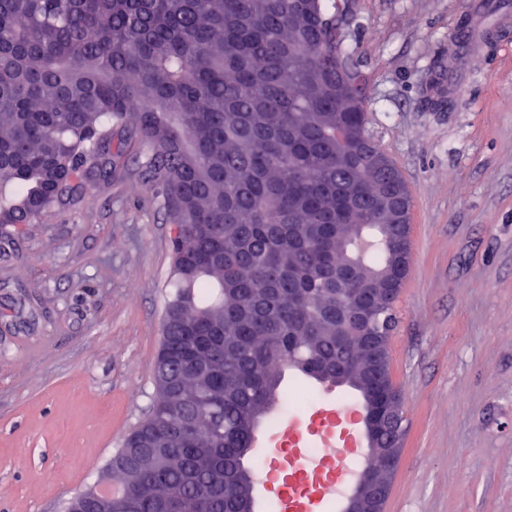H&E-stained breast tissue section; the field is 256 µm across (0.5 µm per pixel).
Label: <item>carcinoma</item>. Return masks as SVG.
<instances>
[{"label":"carcinoma","mask_w":512,"mask_h":512,"mask_svg":"<svg viewBox=\"0 0 512 512\" xmlns=\"http://www.w3.org/2000/svg\"><path fill=\"white\" fill-rule=\"evenodd\" d=\"M327 0H0V231L36 224L75 182L94 184L134 149L162 198L173 238L156 388L147 417L107 463L181 430L196 433L112 512H167L204 488L208 512H236L226 484L247 470L255 430L279 401L286 369L322 381L336 353V303L353 260L404 282L405 253L368 171L336 140H371L365 102L336 106V83L363 75L337 38ZM142 102L143 112H130ZM381 159L411 202L406 181ZM306 224H360L342 244ZM394 302L374 311L389 342ZM389 402L405 431L402 396Z\"/></svg>","instance_id":"carcinoma-1"}]
</instances>
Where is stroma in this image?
I'll return each mask as SVG.
<instances>
[{"label":"stroma","instance_id":"1","mask_svg":"<svg viewBox=\"0 0 512 512\" xmlns=\"http://www.w3.org/2000/svg\"><path fill=\"white\" fill-rule=\"evenodd\" d=\"M471 3L336 0L368 130L413 199L384 512H512V28L463 53ZM174 236L131 155L0 239V512H62L146 418Z\"/></svg>","mask_w":512,"mask_h":512}]
</instances>
